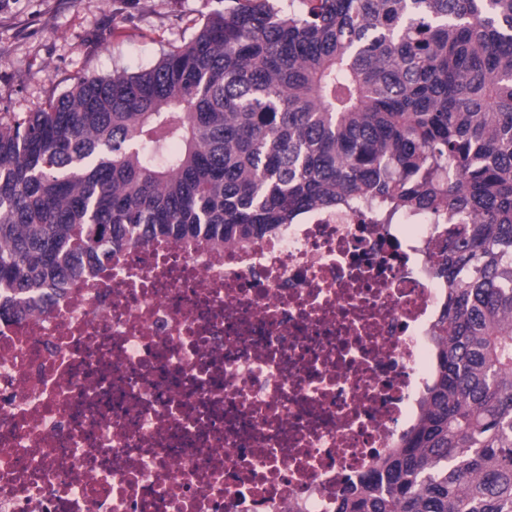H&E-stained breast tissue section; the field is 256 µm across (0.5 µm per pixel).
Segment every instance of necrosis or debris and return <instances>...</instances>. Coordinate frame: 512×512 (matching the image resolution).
<instances>
[{
    "mask_svg": "<svg viewBox=\"0 0 512 512\" xmlns=\"http://www.w3.org/2000/svg\"><path fill=\"white\" fill-rule=\"evenodd\" d=\"M439 215L151 241L0 320V512H333L423 403Z\"/></svg>",
    "mask_w": 512,
    "mask_h": 512,
    "instance_id": "necrosis-or-debris-1",
    "label": "necrosis or debris"
}]
</instances>
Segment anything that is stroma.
<instances>
[{
    "instance_id": "stroma-1",
    "label": "stroma",
    "mask_w": 512,
    "mask_h": 512,
    "mask_svg": "<svg viewBox=\"0 0 512 512\" xmlns=\"http://www.w3.org/2000/svg\"><path fill=\"white\" fill-rule=\"evenodd\" d=\"M224 6V0H0V119L61 97L77 77L155 64Z\"/></svg>"
}]
</instances>
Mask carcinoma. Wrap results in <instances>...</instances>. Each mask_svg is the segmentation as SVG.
<instances>
[{"mask_svg":"<svg viewBox=\"0 0 512 512\" xmlns=\"http://www.w3.org/2000/svg\"><path fill=\"white\" fill-rule=\"evenodd\" d=\"M0 122V318L151 239L447 215L425 408L334 512H512V0H234Z\"/></svg>","mask_w":512,"mask_h":512,"instance_id":"cac0c4a2","label":"carcinoma"}]
</instances>
